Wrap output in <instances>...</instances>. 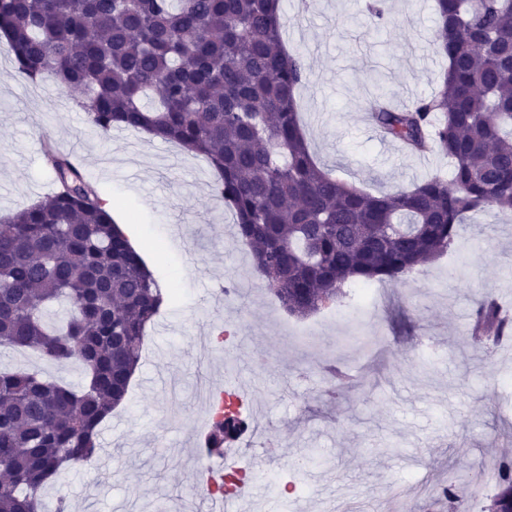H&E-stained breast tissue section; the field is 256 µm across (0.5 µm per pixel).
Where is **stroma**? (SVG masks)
<instances>
[{"label": "stroma", "mask_w": 512, "mask_h": 512, "mask_svg": "<svg viewBox=\"0 0 512 512\" xmlns=\"http://www.w3.org/2000/svg\"><path fill=\"white\" fill-rule=\"evenodd\" d=\"M366 0H284L281 33L300 48L310 81L299 95L310 149L339 180L371 193L448 175L437 153L412 156L375 135L365 101L381 91L397 106L430 95L445 66L435 50L433 0H388L383 26H369ZM77 90L21 78L0 55V217L51 193L41 133L80 160L122 209L152 253L168 294L148 325L135 381L103 424L93 468L73 466L44 492L46 512H195L192 424L198 383L235 387L264 430L261 465L301 485L287 495L256 480L257 512H336L344 500L365 512H398L386 491L429 473L469 495L475 464L512 454V349L487 352L471 338L477 299L512 313V215L471 214L454 245L409 283H385L376 305L354 296L308 316L315 336L290 330L293 316L265 289L235 219L200 155L131 129L95 133ZM237 292L225 296L223 289ZM231 328L234 346L213 338ZM349 383L325 392L322 370ZM0 367L30 370L73 386L84 373L30 350L0 349ZM324 461L294 473L295 459Z\"/></svg>", "instance_id": "obj_1"}]
</instances>
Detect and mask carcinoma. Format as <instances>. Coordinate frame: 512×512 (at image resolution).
Wrapping results in <instances>:
<instances>
[{
	"instance_id": "cac0c4a2",
	"label": "carcinoma",
	"mask_w": 512,
	"mask_h": 512,
	"mask_svg": "<svg viewBox=\"0 0 512 512\" xmlns=\"http://www.w3.org/2000/svg\"><path fill=\"white\" fill-rule=\"evenodd\" d=\"M282 0H0V54L18 74L81 93L103 135L154 133L206 156L240 241L288 314L317 312L347 289L407 282L451 248L481 208L512 213V0H434L447 61L427 98L403 109L381 95L367 111L411 154L448 157L451 178L372 194L311 153L297 90L302 53L281 46ZM384 22L385 0L367 4ZM46 197L0 225V347L77 362L78 387L0 370V512H43L45 484L96 460L102 423L126 397L161 288L81 168L53 147ZM473 341L493 350L512 323L484 297ZM214 449L251 424L233 397L218 405ZM491 502L512 512V458ZM439 512H469L455 484Z\"/></svg>"
}]
</instances>
